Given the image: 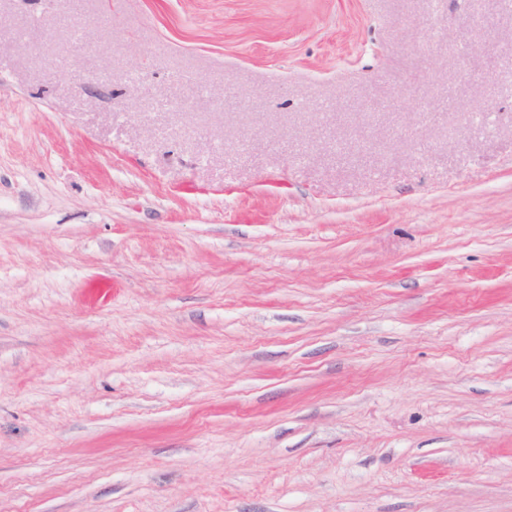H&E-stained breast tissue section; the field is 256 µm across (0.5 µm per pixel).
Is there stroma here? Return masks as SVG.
I'll return each instance as SVG.
<instances>
[{"mask_svg":"<svg viewBox=\"0 0 512 512\" xmlns=\"http://www.w3.org/2000/svg\"><path fill=\"white\" fill-rule=\"evenodd\" d=\"M0 512H512V0H0Z\"/></svg>","mask_w":512,"mask_h":512,"instance_id":"35a3bbf8","label":"stroma"}]
</instances>
